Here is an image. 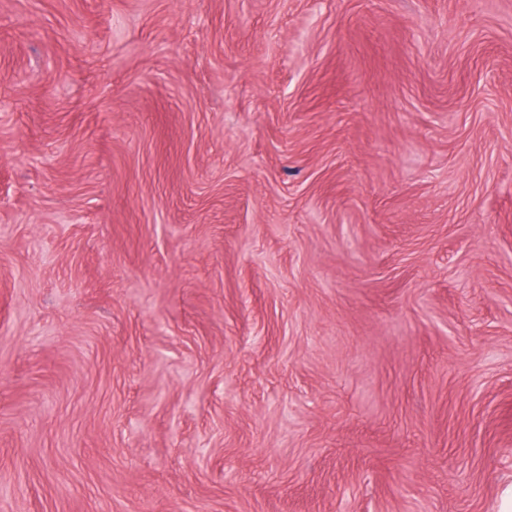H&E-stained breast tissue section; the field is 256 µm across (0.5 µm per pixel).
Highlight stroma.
<instances>
[{"instance_id": "stroma-1", "label": "stroma", "mask_w": 512, "mask_h": 512, "mask_svg": "<svg viewBox=\"0 0 512 512\" xmlns=\"http://www.w3.org/2000/svg\"><path fill=\"white\" fill-rule=\"evenodd\" d=\"M512 0H0V512H500Z\"/></svg>"}]
</instances>
